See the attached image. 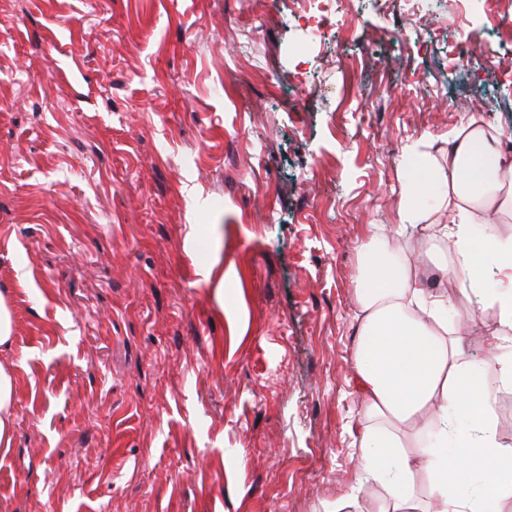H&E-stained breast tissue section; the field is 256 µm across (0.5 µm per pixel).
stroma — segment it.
<instances>
[{
	"instance_id": "35a3bbf8",
	"label": "stroma",
	"mask_w": 512,
	"mask_h": 512,
	"mask_svg": "<svg viewBox=\"0 0 512 512\" xmlns=\"http://www.w3.org/2000/svg\"><path fill=\"white\" fill-rule=\"evenodd\" d=\"M455 9L338 0L304 64L285 0H0V512H360L362 247L438 238L399 211L463 116L512 155V46ZM10 300L0 292V348L10 347L13 340V321ZM15 377L13 364L0 362V447L8 449L12 443L15 407Z\"/></svg>"
}]
</instances>
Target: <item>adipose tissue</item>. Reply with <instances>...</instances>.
Here are the masks:
<instances>
[{
  "label": "adipose tissue",
  "mask_w": 512,
  "mask_h": 512,
  "mask_svg": "<svg viewBox=\"0 0 512 512\" xmlns=\"http://www.w3.org/2000/svg\"><path fill=\"white\" fill-rule=\"evenodd\" d=\"M445 185L451 215L448 243L457 257L447 263L430 247L418 260L473 285L477 273L490 268L512 278V260L494 245L467 239L465 227L477 216H512V164L502 162L498 139L478 116L454 131L447 164L430 161L409 185L399 215L401 223L421 218L419 197L426 187ZM360 324L355 348L356 382L361 394V464L372 480L398 466L403 483L377 498L372 512H504L512 504V448L497 437L493 404L496 392L485 381L496 371L501 390H512V359L492 343L485 361L464 363L456 341L440 315L447 299L412 280L406 262L367 242L361 252L357 288ZM481 419L478 439L457 435L458 451L449 460L412 448L409 431L427 424L447 426L449 409ZM429 477L425 500L415 494L416 474ZM481 482L479 495L458 491V477Z\"/></svg>",
  "instance_id": "ef3b65f1"
}]
</instances>
